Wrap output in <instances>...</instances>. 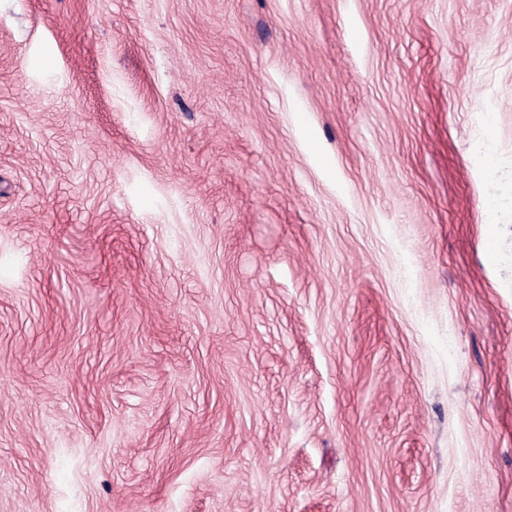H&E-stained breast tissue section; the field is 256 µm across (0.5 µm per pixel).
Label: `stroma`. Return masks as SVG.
I'll list each match as a JSON object with an SVG mask.
<instances>
[{
    "instance_id": "1",
    "label": "stroma",
    "mask_w": 512,
    "mask_h": 512,
    "mask_svg": "<svg viewBox=\"0 0 512 512\" xmlns=\"http://www.w3.org/2000/svg\"><path fill=\"white\" fill-rule=\"evenodd\" d=\"M0 512H512V0H0Z\"/></svg>"
}]
</instances>
